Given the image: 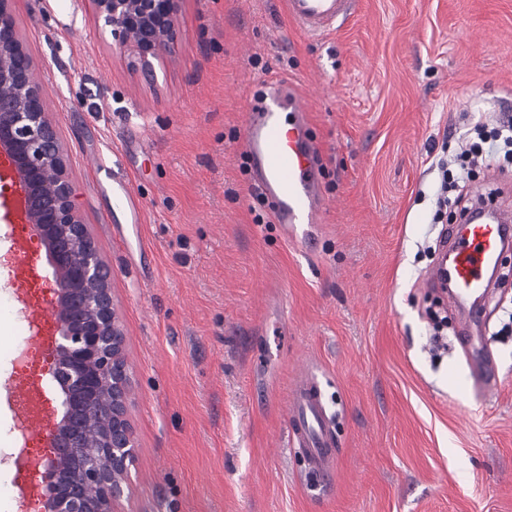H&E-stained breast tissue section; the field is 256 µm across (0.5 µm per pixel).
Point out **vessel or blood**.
I'll list each match as a JSON object with an SVG mask.
<instances>
[{
    "mask_svg": "<svg viewBox=\"0 0 512 512\" xmlns=\"http://www.w3.org/2000/svg\"><path fill=\"white\" fill-rule=\"evenodd\" d=\"M355 4L356 0H287L288 17L304 35L319 39L334 32L337 22L346 20ZM261 91L260 100L250 101L244 123L252 184L271 203L284 233L303 243L319 223L323 209L316 175L321 152L308 135L305 103L297 89L288 80L275 78L265 81ZM112 207L124 214L128 224L141 223L144 204L119 177L112 180ZM510 248L512 226L502 217L486 210L463 216L461 224L454 227L447 262L433 269L426 285L449 287L454 302L475 304L488 295L489 273ZM459 338L471 351L476 388L489 386L493 378L488 358L476 349L467 327H460ZM288 433L313 469L328 473L338 450L315 377H303L292 392Z\"/></svg>",
    "mask_w": 512,
    "mask_h": 512,
    "instance_id": "b4317fda",
    "label": "vessel or blood"
}]
</instances>
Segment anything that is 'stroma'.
I'll return each instance as SVG.
<instances>
[{
    "label": "stroma",
    "instance_id": "1",
    "mask_svg": "<svg viewBox=\"0 0 512 512\" xmlns=\"http://www.w3.org/2000/svg\"><path fill=\"white\" fill-rule=\"evenodd\" d=\"M84 224L112 272L135 440L122 512H512V278L476 328L498 389H473L456 315L422 281L448 229L438 160L475 113L512 118V0H359L312 40L285 0H183L146 82L92 0H14ZM305 95L328 205L308 246L257 224L239 165L263 75ZM491 157L472 193L512 211ZM145 204L112 216V179ZM25 275H17L19 260ZM54 281L29 229L0 219V455L46 453L59 394ZM316 375L339 454L328 478L290 449L287 402Z\"/></svg>",
    "mask_w": 512,
    "mask_h": 512
}]
</instances>
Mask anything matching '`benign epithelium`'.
Wrapping results in <instances>:
<instances>
[{
  "label": "benign epithelium",
  "instance_id": "7a95c632",
  "mask_svg": "<svg viewBox=\"0 0 512 512\" xmlns=\"http://www.w3.org/2000/svg\"><path fill=\"white\" fill-rule=\"evenodd\" d=\"M12 0H0V182L15 186L19 220L45 248L54 277L52 379L61 393L49 451L36 457L41 512H115L129 490L134 458L127 419L125 333L112 302L110 276L74 201L67 156L46 106V91L16 30ZM132 67L157 78L171 51L182 0H93ZM82 469L67 489L63 464Z\"/></svg>",
  "mask_w": 512,
  "mask_h": 512
}]
</instances>
